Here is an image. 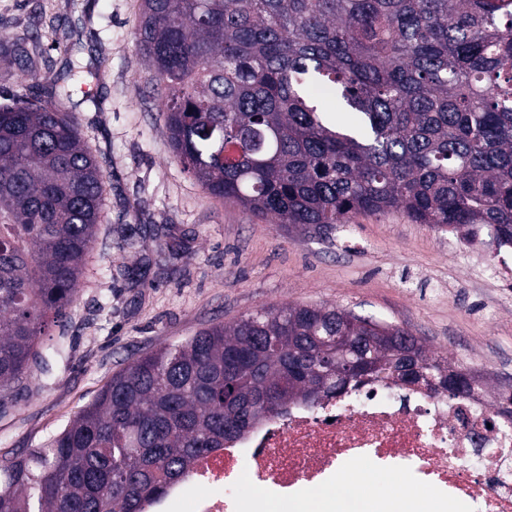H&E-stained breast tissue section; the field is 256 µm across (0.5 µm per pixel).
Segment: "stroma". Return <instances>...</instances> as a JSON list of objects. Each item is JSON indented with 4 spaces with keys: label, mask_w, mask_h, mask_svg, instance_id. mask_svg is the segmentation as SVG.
<instances>
[{
    "label": "stroma",
    "mask_w": 512,
    "mask_h": 512,
    "mask_svg": "<svg viewBox=\"0 0 512 512\" xmlns=\"http://www.w3.org/2000/svg\"><path fill=\"white\" fill-rule=\"evenodd\" d=\"M141 0H0V41L79 30L75 59L101 76L72 85L82 139L111 179L77 300L43 345L61 357L0 409V464L58 433L113 375L163 345L261 307L336 305L407 329L431 351L512 385V256L399 212L323 232L269 224L209 195L174 159L161 86L137 41Z\"/></svg>",
    "instance_id": "obj_1"
}]
</instances>
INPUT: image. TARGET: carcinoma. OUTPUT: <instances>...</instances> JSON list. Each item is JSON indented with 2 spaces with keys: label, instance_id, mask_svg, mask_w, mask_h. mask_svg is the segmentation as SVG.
<instances>
[{
  "label": "carcinoma",
  "instance_id": "obj_1",
  "mask_svg": "<svg viewBox=\"0 0 512 512\" xmlns=\"http://www.w3.org/2000/svg\"><path fill=\"white\" fill-rule=\"evenodd\" d=\"M174 157L271 224L403 212L512 244V0H141ZM75 83L96 78L68 64ZM60 75L0 105V404L59 354L107 177ZM342 329L372 380L403 361L450 394L459 367L406 329L336 306L261 307L139 357L40 447L0 466V512H144L194 459L336 393Z\"/></svg>",
  "mask_w": 512,
  "mask_h": 512
}]
</instances>
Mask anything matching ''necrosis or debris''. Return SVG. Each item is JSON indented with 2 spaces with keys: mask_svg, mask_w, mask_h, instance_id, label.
Here are the masks:
<instances>
[{
  "mask_svg": "<svg viewBox=\"0 0 512 512\" xmlns=\"http://www.w3.org/2000/svg\"><path fill=\"white\" fill-rule=\"evenodd\" d=\"M391 475L374 501L412 491L448 512L461 499L477 512H512V423L484 399L448 398L374 382L325 398L320 407L289 405L224 448L196 459L188 475L149 504L169 512H240L241 474L283 501L301 490L332 486L341 472Z\"/></svg>",
  "mask_w": 512,
  "mask_h": 512,
  "instance_id": "necrosis-or-debris-1",
  "label": "necrosis or debris"
}]
</instances>
